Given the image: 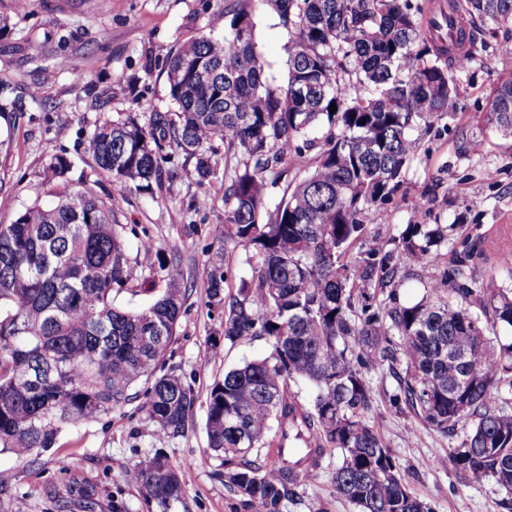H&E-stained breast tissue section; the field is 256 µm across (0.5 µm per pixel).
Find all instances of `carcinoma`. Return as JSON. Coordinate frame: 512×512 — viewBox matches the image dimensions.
Instances as JSON below:
<instances>
[{
	"mask_svg": "<svg viewBox=\"0 0 512 512\" xmlns=\"http://www.w3.org/2000/svg\"><path fill=\"white\" fill-rule=\"evenodd\" d=\"M253 2L226 0L223 39L203 34L170 52L174 111L103 119L90 141L119 194L153 193L167 146L198 182L216 176L224 151V238L260 265L227 296V274L213 267L208 295L224 307V344H271L207 396L208 448L224 485L258 512H283L333 448L342 454L333 490L358 512H434L366 422L367 373L387 367L397 403L444 437L464 431L448 449L456 473L512 494V401L503 397L512 340L497 333L512 329V289L470 279L467 249L439 266L453 225L417 213L391 248L351 256L364 212L399 191L418 153L412 131L460 110L453 69L476 60L478 25L511 24L512 0H448L430 11L412 0H264L288 34L282 83L267 75ZM483 118L512 136V77L496 84ZM315 145L314 161L302 163ZM296 169L306 176L269 210L268 186ZM53 196L0 224V452L24 460L55 447L68 429L125 405L144 378L145 418L184 434L193 390L157 374L185 303L177 258L149 306L118 308L114 286L130 273L112 208L87 190ZM401 258L420 270L424 293L413 303L391 288ZM298 380L311 387L306 406L288 389ZM115 467L156 512L184 506V465L155 452Z\"/></svg>",
	"mask_w": 512,
	"mask_h": 512,
	"instance_id": "carcinoma-1",
	"label": "carcinoma"
}]
</instances>
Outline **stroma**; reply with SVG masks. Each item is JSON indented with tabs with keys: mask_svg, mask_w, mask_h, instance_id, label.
I'll return each instance as SVG.
<instances>
[{
	"mask_svg": "<svg viewBox=\"0 0 512 512\" xmlns=\"http://www.w3.org/2000/svg\"><path fill=\"white\" fill-rule=\"evenodd\" d=\"M225 0H30L15 13L13 0H0V15L9 17L0 33V81L22 104L0 112V224L12 223L20 211L52 185L87 189L112 206V218L127 245L130 290L115 294L121 308L148 306L166 284L155 255L139 242L152 238L165 254L180 260L186 289L176 334L160 363L174 370L197 397L187 432L171 437L156 431L140 410L148 388L140 381L136 397L100 420L64 434L51 449L20 460L0 453V471L8 472L9 495L0 496V512H58L66 497L69 512H112L121 502L129 512H148L139 488L114 469L154 451L183 464L187 512H257L231 493L218 477L217 461L207 453L204 429L206 396L213 381L243 360L269 353L266 338L229 348L224 344L220 306L210 301L206 276L213 260L228 271L226 290L251 277L256 265L248 254L219 234L224 223V180L196 183L176 175L154 195L137 191L116 194L111 178L95 164L90 140L103 117L148 116L167 110L163 67L178 43L208 33L222 16ZM256 41L269 72L286 76L288 38L275 13L257 6ZM477 60L455 72L462 109L434 122L421 135V151L405 172L404 184L390 200L366 211L369 236H398L412 221L413 201L425 197L428 224L462 225L449 250H473L471 273L488 281L503 250H512V138L482 121L491 87L512 74V24L483 31ZM63 157L71 166L64 175L48 165ZM208 364H200L203 351ZM374 403L368 423L388 446L414 493L434 512H500L505 495L492 479H461L448 464L452 439L426 427L406 407L396 405L397 384L388 370L370 372ZM336 451L325 454L307 479L299 501L284 512H354L332 493L331 477L340 464Z\"/></svg>",
	"mask_w": 512,
	"mask_h": 512,
	"instance_id": "35a3bbf8",
	"label": "stroma"
}]
</instances>
